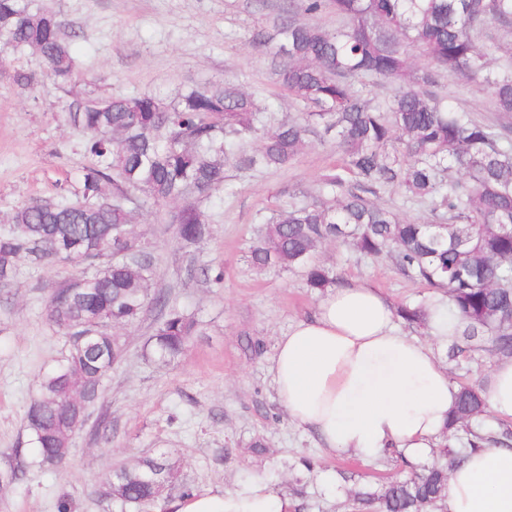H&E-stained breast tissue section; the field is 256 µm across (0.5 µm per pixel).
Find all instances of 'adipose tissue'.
<instances>
[{"mask_svg":"<svg viewBox=\"0 0 512 512\" xmlns=\"http://www.w3.org/2000/svg\"><path fill=\"white\" fill-rule=\"evenodd\" d=\"M269 371L291 423L332 451L369 459L431 454L457 389L429 342L394 326V310L362 283L328 289L317 311L278 338ZM489 408L512 420V360L498 362L485 389ZM294 503L256 480L162 500L159 512H293ZM444 512H512V449L492 443L452 468Z\"/></svg>","mask_w":512,"mask_h":512,"instance_id":"ef3b65f1","label":"adipose tissue"}]
</instances>
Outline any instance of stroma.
<instances>
[{"label":"stroma","mask_w":512,"mask_h":512,"mask_svg":"<svg viewBox=\"0 0 512 512\" xmlns=\"http://www.w3.org/2000/svg\"><path fill=\"white\" fill-rule=\"evenodd\" d=\"M40 2L80 32L72 46L77 80L66 89L42 76L41 60L32 53L0 63V224L16 206L59 200L78 186L88 159L83 135L67 119L73 97L148 94L170 103L193 87L231 84L264 101L267 127L303 110L278 85L268 49L254 45L260 32L276 43L282 0ZM18 69L38 73L33 88L14 83ZM438 91L476 119L499 118L477 83L445 75ZM338 163L334 136L311 135L288 167H226L223 185L202 205L213 235L196 245L179 240L174 207L136 208L133 233L154 258L150 289L167 291L174 306L194 315L199 330L178 359L160 365L142 354L158 322L155 310L121 329L123 356L63 464L53 469L35 463L24 416L38 378L67 347L49 324L46 307L76 268L20 265L0 296V467L18 460L25 476L0 490V512H56L64 495L73 512H137L104 497L105 478L117 463L161 451L194 489H236L260 479L296 496L297 512H347L352 491H376L409 474L411 463L393 454L368 460L321 447L315 435L290 423L268 371L279 336L312 314L321 295L308 288L302 271L254 269L249 247L276 210L316 198L323 175ZM312 260L332 268L343 283L368 284L393 304L422 303L434 295L388 258L361 259L329 243ZM204 265L223 269L222 286L198 275ZM255 341L262 343L261 352L252 349ZM433 349L455 386L487 380L496 363L487 350L452 359L447 344L434 343ZM257 436L264 437L266 451L251 448ZM303 456L314 459V471L300 466Z\"/></svg>","instance_id":"35a3bbf8"}]
</instances>
